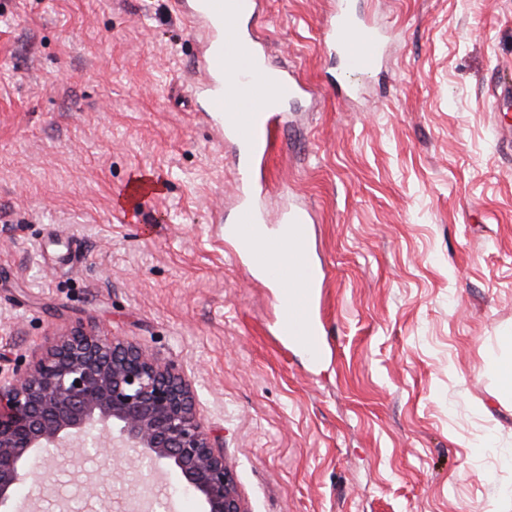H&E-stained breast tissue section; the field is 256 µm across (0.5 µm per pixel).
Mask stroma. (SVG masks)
<instances>
[{
    "label": "stroma",
    "instance_id": "35a3bbf8",
    "mask_svg": "<svg viewBox=\"0 0 512 512\" xmlns=\"http://www.w3.org/2000/svg\"><path fill=\"white\" fill-rule=\"evenodd\" d=\"M388 31L369 72L323 48L331 0H260L253 27L312 95L254 169L270 226L306 207L325 351L274 332L278 293L224 237L234 146L197 90L177 0H0V366L75 323L191 381L248 512H512V0H352ZM352 85L360 98L344 100ZM154 190L128 201L137 174ZM112 461L115 512L139 487ZM36 471L25 512H92Z\"/></svg>",
    "mask_w": 512,
    "mask_h": 512
}]
</instances>
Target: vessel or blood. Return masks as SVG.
<instances>
[{"label":"vessel or blood","mask_w":512,"mask_h":512,"mask_svg":"<svg viewBox=\"0 0 512 512\" xmlns=\"http://www.w3.org/2000/svg\"><path fill=\"white\" fill-rule=\"evenodd\" d=\"M193 18L206 32L199 88L209 98L210 120L218 135L246 146L252 158L265 159L277 148L275 103L306 95V87L288 70L276 69L250 23L258 0H192ZM324 47L351 69H374L382 55L383 35L355 14L348 0H336L328 14ZM240 202L226 234L238 244L247 268L272 276L279 289L276 332L284 341L320 355L324 336L319 290L324 279L314 263L309 240L310 215L302 206L283 214L282 232L263 227L252 177L239 183Z\"/></svg>","instance_id":"vessel-or-blood-1"}]
</instances>
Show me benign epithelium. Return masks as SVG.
<instances>
[{
	"instance_id": "benign-epithelium-1",
	"label": "benign epithelium",
	"mask_w": 512,
	"mask_h": 512,
	"mask_svg": "<svg viewBox=\"0 0 512 512\" xmlns=\"http://www.w3.org/2000/svg\"><path fill=\"white\" fill-rule=\"evenodd\" d=\"M190 384L172 364L83 325L25 372L0 373V512H18V492L38 462L90 448L112 460L131 448L151 468H177L199 512H247L224 450L196 419Z\"/></svg>"
}]
</instances>
